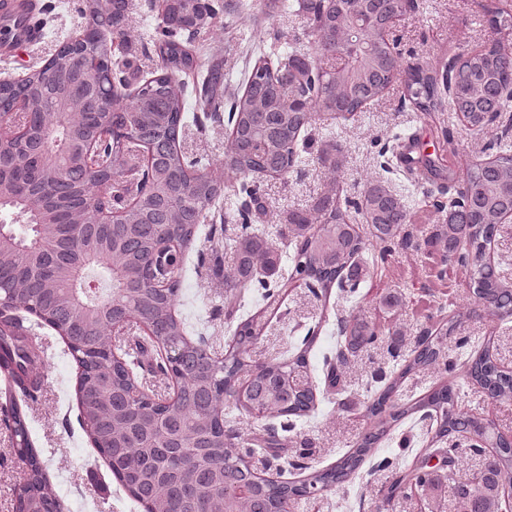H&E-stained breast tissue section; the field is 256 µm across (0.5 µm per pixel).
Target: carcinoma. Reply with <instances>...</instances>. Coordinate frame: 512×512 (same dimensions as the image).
<instances>
[{
  "instance_id": "cac0c4a2",
  "label": "carcinoma",
  "mask_w": 512,
  "mask_h": 512,
  "mask_svg": "<svg viewBox=\"0 0 512 512\" xmlns=\"http://www.w3.org/2000/svg\"><path fill=\"white\" fill-rule=\"evenodd\" d=\"M125 4L112 0L108 11L103 0H82L88 27L81 40L64 45L48 63L30 68L24 79L0 81V113L31 104L23 140H0L6 177L0 211L11 210L24 220L20 226L0 224V303H16L29 313L27 318L16 312L0 318V376L14 390L0 414L24 468L14 512H70L67 498L52 491L43 451L28 430L29 401L40 389L32 370L39 346L31 332L43 326L57 333L66 346L64 354L76 366L78 420L88 440L144 512H170L174 489L129 472L114 460L113 437L122 433L129 444L125 452L142 457L150 467L174 471L195 458L197 482L210 512L236 506L239 512H287L292 501L344 484L403 420L418 413L436 420L431 444H442L435 453L450 464L429 465V453L410 460L382 459L380 466L396 471L389 497L415 490L434 501L447 494L453 512H498L500 488L512 476V438L464 411L460 389L446 380L401 405L391 401L416 371L437 366L443 377L454 373L457 359L448 357L447 346L454 323L422 336L404 358L387 388L368 403L371 425L354 448L301 481L267 484L257 480L249 457L255 446L281 445L278 434L266 429L235 444L234 435L220 427L229 423L232 408L222 411L221 421L212 414L217 399L245 373L246 403L291 417L283 430H294L296 420L314 407L315 394L309 386L290 390L282 378L307 372L308 349L291 361L272 359L250 368L249 353L264 328L255 316L238 324L232 344L220 350L222 359L212 360L204 338L191 339L184 320L170 313L180 295L177 271L182 257L159 268L160 276L174 278L165 288L151 282L148 265L166 230L177 232L187 247L209 214L225 221L224 189L238 177L243 201L234 213L239 232L232 239L233 264L224 274L226 281L239 288L259 281L267 309L276 308L283 290L300 279L316 283L324 293L336 286L356 294L367 239L344 208L340 189L332 186L283 217L293 244L291 266L284 273L281 254L253 227L252 205L261 196V183L248 177L287 174L301 154L311 153V141L299 136L317 116L360 112L399 78L415 111L436 110L446 94L466 126L480 130L490 117L512 107V52L492 44L460 55L441 74L404 62L389 39V26L416 8L415 0H263L269 16L295 7L308 17L315 36L313 53L299 45L283 48L261 40L249 48L256 63L247 73L244 91L227 93L224 65L202 64L203 47L191 48L205 28L184 27L181 0H161L162 25L153 37L160 72L133 84L121 60L128 49ZM191 8L210 21L222 13L227 26L234 24L226 0H194ZM355 15L363 19V50L347 67L324 68L316 58L350 43ZM71 54L89 60V65L74 68L66 62ZM272 56L278 61L274 69L266 61ZM182 76L193 83L191 108L183 93L185 83L177 82ZM224 103L233 123L228 135L231 162L219 175L209 160L181 153L179 142L188 122L202 123ZM90 142L99 147L94 168L80 158L81 147ZM317 160L332 175L346 163L331 139L320 141ZM407 171L416 177L441 176L439 161L427 155L409 158ZM93 198L101 208H125L123 222H76ZM436 207L446 212V224L433 246L448 253L465 246L460 261L469 267L476 301L496 318L512 319V280L478 259L496 237L499 217L512 211V156L502 154L473 166L458 194L436 201ZM357 210L371 236L388 248L401 240L410 221L405 197L377 180L367 182ZM95 267L105 270L111 282L102 299L83 288L84 273ZM262 273L276 281L258 280ZM126 315L141 318L152 343H179L175 371L190 382L173 402L164 403L153 392L154 382L170 372L161 356L146 363L144 344L107 342V325ZM340 336L344 341L338 342V359L346 350L385 342L394 352L399 346V337L380 336L358 320ZM465 364L470 382L493 398L512 400V374L502 371L489 353H473ZM474 434L495 448L475 483L463 474L464 440Z\"/></svg>"
}]
</instances>
